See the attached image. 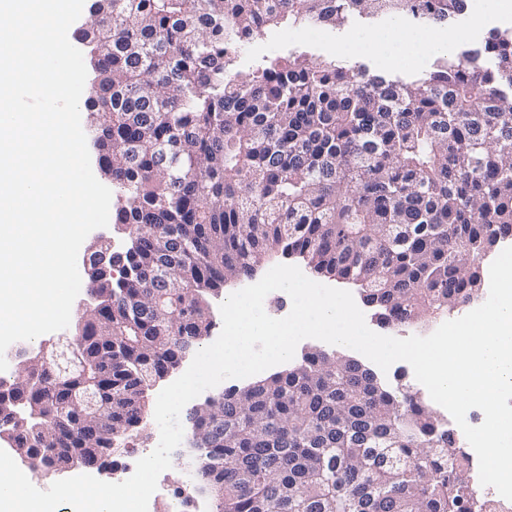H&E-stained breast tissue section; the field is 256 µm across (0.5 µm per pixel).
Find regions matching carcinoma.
<instances>
[{"label": "carcinoma", "instance_id": "cac0c4a2", "mask_svg": "<svg viewBox=\"0 0 512 512\" xmlns=\"http://www.w3.org/2000/svg\"><path fill=\"white\" fill-rule=\"evenodd\" d=\"M468 0H92L86 138L112 176L108 275L71 336L74 364L0 377V434L46 471L89 444L100 469L128 451L146 390L209 336L208 297L273 249L351 283L393 324L444 318L484 287L512 240V29L412 80L333 55L275 53L239 68L274 29L334 30L411 15L452 29ZM97 394L88 418L73 397ZM212 447L191 487L212 512H473L466 453L419 392L338 350L224 390L191 433Z\"/></svg>", "mask_w": 512, "mask_h": 512}]
</instances>
